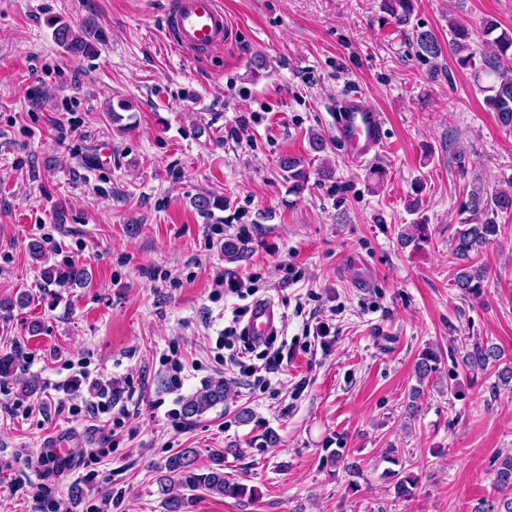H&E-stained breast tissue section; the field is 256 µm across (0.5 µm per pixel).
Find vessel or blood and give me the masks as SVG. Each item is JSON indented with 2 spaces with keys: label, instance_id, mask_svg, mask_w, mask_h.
I'll return each mask as SVG.
<instances>
[{
  "label": "vessel or blood",
  "instance_id": "1",
  "mask_svg": "<svg viewBox=\"0 0 512 512\" xmlns=\"http://www.w3.org/2000/svg\"><path fill=\"white\" fill-rule=\"evenodd\" d=\"M169 39L173 48L192 60L207 55L233 37V25L220 0H171L168 14ZM336 138L352 163L366 162L383 144V121L359 94L343 97L335 118ZM278 313L272 302L262 301L250 309L246 331L261 342L276 330Z\"/></svg>",
  "mask_w": 512,
  "mask_h": 512
}]
</instances>
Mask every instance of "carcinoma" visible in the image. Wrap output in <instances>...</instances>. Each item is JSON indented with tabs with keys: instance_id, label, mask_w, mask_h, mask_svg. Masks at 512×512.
Listing matches in <instances>:
<instances>
[{
	"instance_id": "1",
	"label": "carcinoma",
	"mask_w": 512,
	"mask_h": 512,
	"mask_svg": "<svg viewBox=\"0 0 512 512\" xmlns=\"http://www.w3.org/2000/svg\"><path fill=\"white\" fill-rule=\"evenodd\" d=\"M383 9L396 22L407 24L413 12V0H384ZM452 39L448 47L462 68L476 66L475 55L471 48L474 32L463 25L451 28ZM55 41L75 55H84L92 50V44L85 33H77L66 22H58L53 30ZM415 41L421 53L431 59H437L444 48L436 36L428 30L415 31ZM497 47L496 56L481 60V71L490 80L486 87L488 95L485 103L489 111L495 113L498 124L512 131V34L502 32L494 38ZM279 168L291 188L303 189L308 182L309 172L304 168L301 158L285 154L279 159ZM512 212V191L496 189L487 192L483 187L474 185L468 191V201L464 212L468 217L459 224L453 235V255L466 265L459 270L455 278V287L462 293L478 297L490 278L491 269L473 261V256L491 243L501 233V225L496 218L502 212ZM28 250L32 259L41 268V277L46 285L67 283L83 285L87 279L84 268L73 262L64 265L47 264L45 246L34 239L29 242ZM503 358L500 347L476 340L463 356V363L470 369L486 370ZM438 357L431 349L422 351L416 364L419 379L424 380L437 371ZM231 394L230 385L222 378L213 379L201 391L187 397L182 402V413L188 419L204 414L214 406L224 402ZM165 474L160 476L161 486L175 483L183 489L194 491L204 488L227 497H241L245 487L224 476V457L218 455L204 470L195 464V451L181 448L169 455L164 463ZM386 478L392 481L394 501L409 502L416 494L417 481L409 475H400L392 470L386 472ZM497 496L484 499L477 512H512V454L506 455L498 469L496 477Z\"/></svg>"
}]
</instances>
